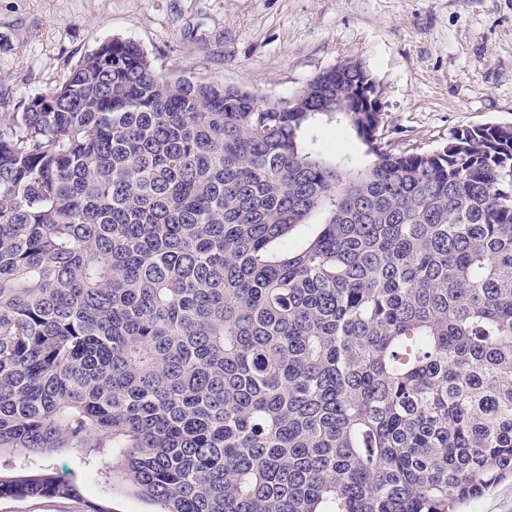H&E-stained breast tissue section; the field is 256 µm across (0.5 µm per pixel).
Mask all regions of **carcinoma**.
Returning a JSON list of instances; mask_svg holds the SVG:
<instances>
[{"label": "carcinoma", "mask_w": 512, "mask_h": 512, "mask_svg": "<svg viewBox=\"0 0 512 512\" xmlns=\"http://www.w3.org/2000/svg\"><path fill=\"white\" fill-rule=\"evenodd\" d=\"M358 82L290 112L112 38L0 112V449L29 459L0 499L112 512L58 448L156 512H463L512 481V126L400 149L330 111ZM318 134L321 137L324 146L331 150H340L349 154H357L359 149L357 143L340 129H336L335 124H324ZM76 454L69 448H62L55 452L44 455L41 462L50 466L59 475L66 477L83 478L82 471L79 468Z\"/></svg>", "instance_id": "1"}]
</instances>
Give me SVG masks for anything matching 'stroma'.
I'll list each match as a JSON object with an SVG mask.
<instances>
[{
	"label": "stroma",
	"mask_w": 512,
	"mask_h": 512,
	"mask_svg": "<svg viewBox=\"0 0 512 512\" xmlns=\"http://www.w3.org/2000/svg\"><path fill=\"white\" fill-rule=\"evenodd\" d=\"M113 37L138 43L169 79L264 100L360 60L401 147L512 126V0H0V112Z\"/></svg>",
	"instance_id": "obj_1"
}]
</instances>
